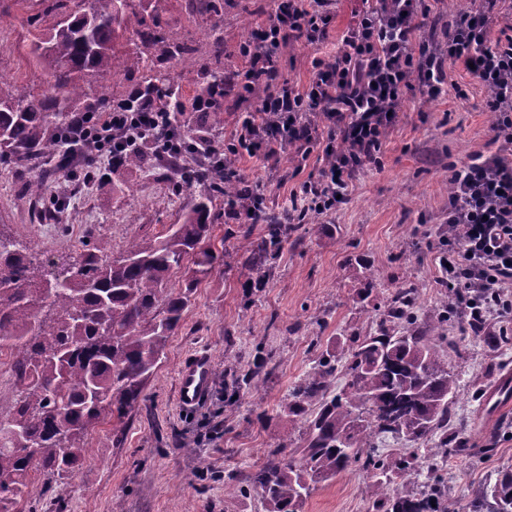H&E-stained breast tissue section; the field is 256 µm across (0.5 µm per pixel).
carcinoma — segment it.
<instances>
[{
	"label": "carcinoma",
	"mask_w": 512,
	"mask_h": 512,
	"mask_svg": "<svg viewBox=\"0 0 512 512\" xmlns=\"http://www.w3.org/2000/svg\"><path fill=\"white\" fill-rule=\"evenodd\" d=\"M147 0H54L60 18L40 30L30 54L47 71L38 94L17 95L0 81V165L24 161L52 164L49 174L74 172L57 137L71 119L70 104L96 90L88 78L117 68L121 49L134 40L167 41L155 28L133 20ZM216 67L206 70L210 88L224 95V38L212 41ZM142 89L167 91L175 76L137 55ZM153 158L129 152L123 166L150 169ZM234 155L188 170L184 182L203 196L181 224H170L149 241L133 239L118 258L108 244L83 247L61 271L51 272L34 243L23 235L0 234V351L13 352L17 398L0 408V512H16L22 500L35 501L79 464L87 430L107 414L127 415L144 397L170 336L191 304L192 288L176 292L168 277L188 256L195 273L207 275L224 252L202 247L211 238V197L238 200L244 188L226 178ZM268 234L252 250L261 268L275 259L284 225L267 213ZM418 292L395 289L374 331L351 336L323 351L293 387L283 409L304 421L303 444L267 454L249 482L267 512H301L312 488L331 481L354 464L370 471L382 512H460L436 482L418 495L390 490L389 467L375 439L391 435L411 442L438 438L443 457L464 450L452 412L455 374L440 349L448 347L444 326L454 318L461 331L481 334L459 300L443 298L434 324L417 325ZM343 371L345 383L336 386ZM470 512H512V470L469 503Z\"/></svg>",
	"instance_id": "1"
}]
</instances>
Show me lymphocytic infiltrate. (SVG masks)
I'll return each instance as SVG.
<instances>
[{"label":"lymphocytic infiltrate","instance_id":"obj_1","mask_svg":"<svg viewBox=\"0 0 512 512\" xmlns=\"http://www.w3.org/2000/svg\"><path fill=\"white\" fill-rule=\"evenodd\" d=\"M365 8L333 52L312 61L305 89L285 81L239 119L226 150L276 161L285 150L307 158L321 148L329 164L297 183L285 210L290 221L328 214L347 196L367 166H381L382 138L404 113L405 95L426 99L445 91V65L470 67L485 87L484 105L497 121L493 139L512 147V39L490 44L487 32L505 0H472L440 37L421 33L431 7L426 0H364ZM336 0H277L265 36L242 51L245 69L233 82L245 87L275 77L279 49L302 41L324 42ZM67 154H80L86 179L103 167H120L123 153L151 146L162 159L181 160L189 134L178 126L160 95L132 91L103 112H79L58 132ZM448 233L439 240L438 281L464 299L481 327L512 310V163L479 156L454 168Z\"/></svg>","mask_w":512,"mask_h":512}]
</instances>
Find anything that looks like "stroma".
Wrapping results in <instances>:
<instances>
[{
  "label": "stroma",
  "mask_w": 512,
  "mask_h": 512,
  "mask_svg": "<svg viewBox=\"0 0 512 512\" xmlns=\"http://www.w3.org/2000/svg\"><path fill=\"white\" fill-rule=\"evenodd\" d=\"M273 5L224 0L225 70L244 67L239 44L248 32L265 27ZM362 9V0H337L322 46L294 43L279 51L282 78L306 87L313 58L329 54ZM147 12L158 16L169 43L140 42L128 46V53L147 55L157 69L171 72L180 71L174 45L197 47L209 57L208 26L190 0H151ZM49 22L37 0H0V79L19 92H35L45 80L44 69L27 53L35 27ZM446 71V95L409 96L403 118L383 139L381 167L361 172L331 215L289 232L269 272L248 261L264 225L229 218L223 197H213L210 243L223 249L224 262L199 279L189 261L171 272L172 289L190 284L194 292L143 400L125 418L108 416L96 424L70 476L40 500L19 503L18 512H264L253 490L225 503L224 483L242 482L269 449L301 445L302 423L289 422L281 412L316 357L343 337L373 331L388 293L402 282L417 288L422 321L445 293L437 282L436 244L447 229L445 186L452 168L501 150L484 108V87L461 65L447 63ZM182 73L174 99L191 133L215 140L230 135L252 98L228 88L220 102L224 123L210 127L195 110L207 90L204 74ZM96 82L109 88V97L87 95L78 100V111L100 112L126 98L141 74L124 66ZM323 164L318 149L299 165L284 155L274 165L244 157L236 169L259 182L267 204L277 210L295 184ZM42 173L33 162L0 167V233L26 235L58 267L97 239L121 256L130 239L183 223L201 194L196 186L177 187L169 162L161 159L153 170L121 167L86 186L49 179L36 196L29 184ZM448 333L458 343L448 366L456 375L454 411L468 452L444 461L424 444L391 437L379 440L378 451L390 465L403 454L418 458L411 476L394 477V487L419 492L437 472L466 504L502 470L512 469V404L499 407L491 400L504 380H512V341L494 351L473 333L455 327ZM194 354L209 356L213 379L208 393L185 409L177 400L178 372ZM255 369L260 388L232 395L233 379ZM372 483L369 472L350 467L319 484L303 512H377Z\"/></svg>",
  "instance_id": "1"
}]
</instances>
